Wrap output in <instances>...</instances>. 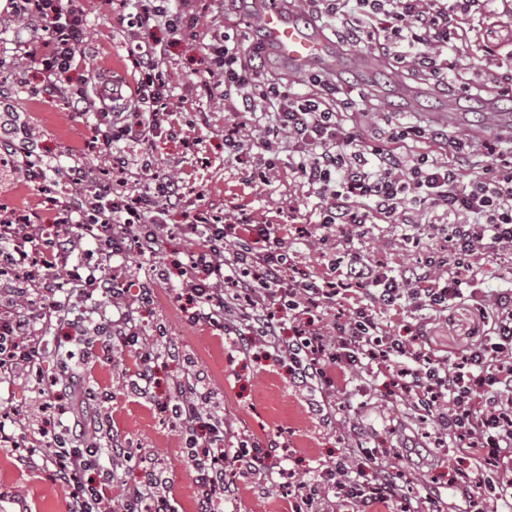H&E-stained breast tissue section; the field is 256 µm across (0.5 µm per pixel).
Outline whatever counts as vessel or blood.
Here are the masks:
<instances>
[{"mask_svg":"<svg viewBox=\"0 0 512 512\" xmlns=\"http://www.w3.org/2000/svg\"><path fill=\"white\" fill-rule=\"evenodd\" d=\"M264 35V47L295 71H334L340 62L341 49L314 24H300L287 13L281 0H264L257 16Z\"/></svg>","mask_w":512,"mask_h":512,"instance_id":"obj_1","label":"vessel or blood"}]
</instances>
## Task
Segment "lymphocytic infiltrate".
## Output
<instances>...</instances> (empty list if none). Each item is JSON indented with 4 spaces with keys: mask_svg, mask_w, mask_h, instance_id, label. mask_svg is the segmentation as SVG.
Here are the masks:
<instances>
[{
    "mask_svg": "<svg viewBox=\"0 0 512 512\" xmlns=\"http://www.w3.org/2000/svg\"><path fill=\"white\" fill-rule=\"evenodd\" d=\"M303 2L308 12L338 22L343 40L363 44L395 66L438 82L440 90L459 99L478 102L488 95L512 99V71L500 73L487 88L447 80L457 66L448 51L462 43L465 26L481 0ZM168 4L169 0H143L130 33V55L139 71L140 119L129 125L105 116L99 120L94 140L98 154L121 172L131 165L145 169L152 165L148 153L137 154L133 148L144 143L165 118L157 105L168 96L162 79L168 57L153 32L163 29L173 34L183 24L182 13L170 11ZM7 7L15 16L38 17L53 46L43 80L47 89L61 91L62 74L83 54L87 17L83 0H7ZM207 50L213 68L224 78L225 107L249 115L261 113L275 135L286 140L284 161L275 140L257 145L252 178H265L280 163H287L307 195L320 199V224L354 229L376 221L400 224L408 229L404 243L415 248L421 240L411 229L428 220L447 236L452 259L439 268L430 254L420 265L394 274L352 255L339 275L364 288V300L354 303L335 282L311 274L281 253L267 226L242 208L231 248L225 243L224 228L194 217L185 231L193 236L197 250L186 262L161 269L162 281L180 277L179 296L192 309L195 321L224 330L234 321L245 325V332L235 340L238 350H247L255 334L280 346L296 383L319 376L325 385H333L326 368L336 363L374 377L396 375L420 415L436 419L439 428L458 442L457 452L467 466L451 474L450 484L489 488L499 501L512 496V481L494 483L485 470L490 462L504 471L512 469V289L489 295L478 287L486 246L512 251V145L486 142L477 149L468 139L457 137L448 140L449 159L441 162L428 149L437 133L420 125L399 123L385 136L367 139L346 125L334 104L337 87L322 74L308 73L311 90L300 95L246 64L237 35L214 31ZM476 150L483 162L473 166L469 181H461L457 165ZM91 180L85 168H70L68 193L48 200L68 235L56 253L44 251L40 226L18 216L0 221V256H10L17 267L40 263L53 275L68 267L74 247L86 240L93 243L106 275L91 292L75 285L78 297L90 300L99 291L115 298L132 294L141 302H151L153 288H132L110 266L114 257L129 250L144 257L160 253L166 218L182 199L179 186L162 178L155 186L135 189L119 179L112 187L92 192ZM463 299L490 318L491 334L457 358L436 355L423 336L391 335L380 319L381 313L402 305L440 311ZM333 307L338 314L328 334L318 322L323 310ZM65 316L58 300L37 317L0 311V341L13 338L14 365L27 374L37 373L45 346L31 338V325L37 318L48 322ZM109 326L112 343L140 355L142 367L128 381L127 390L148 392L157 364L172 358L171 346L160 337L146 342L141 326L126 312ZM158 405L184 437L202 512H222L225 499L234 496L236 487L228 481V473L269 472V449L225 448L224 412L212 405L211 389L200 374L186 371ZM55 408L54 400L46 399L40 419L25 435L17 432L9 412L0 413V446L25 459L46 460L51 481L69 490V512H178L165 480L148 460H141L140 480L134 487L116 489L114 480L105 476L102 450L127 461L134 453L114 434L107 446H100L102 418L81 425L73 435L55 420ZM315 473V478L296 480L291 471L279 469V477L293 481L291 512H320L324 485L358 502L359 512L397 502L403 505L401 512H426L413 505L392 463L377 465L367 484L356 482L341 460L319 464Z\"/></svg>",
    "mask_w": 512,
    "mask_h": 512,
    "instance_id": "1",
    "label": "lymphocytic infiltrate"
}]
</instances>
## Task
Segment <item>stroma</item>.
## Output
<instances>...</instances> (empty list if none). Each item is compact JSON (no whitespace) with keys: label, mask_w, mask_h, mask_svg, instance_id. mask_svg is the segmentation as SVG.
I'll return each mask as SVG.
<instances>
[{"label":"stroma","mask_w":512,"mask_h":512,"mask_svg":"<svg viewBox=\"0 0 512 512\" xmlns=\"http://www.w3.org/2000/svg\"><path fill=\"white\" fill-rule=\"evenodd\" d=\"M175 9L195 17L183 33L164 35L169 64L163 70L175 110L168 122L157 128L146 144L158 170L176 174L185 189L184 207L170 217L175 229L153 258L130 253L124 258L127 275L137 284L152 285L155 299L132 304L130 310L144 335L156 326L168 329L169 341L180 358L159 364L150 394L127 393L125 383L139 368L134 351L111 345L99 326L112 317V302L102 297L86 302L71 297L69 309L74 324L49 325L36 321L31 329L36 340L47 341L41 358L43 381L60 383L65 356L85 357L84 377L95 389L111 393L106 412L112 430L132 447L151 458L162 470L181 512H198L195 474L187 463L177 432L156 408V400L173 380L182 378L187 364L205 374L213 400L224 409V445L237 447L244 441L273 446L271 467L308 471L314 461H332L348 456L354 470L371 478L375 462L392 460L415 500L434 498L442 512H463L465 496L479 497L481 488L460 493L448 484V475L458 464L453 439L437 437L434 424L421 421L408 396L392 392L385 379H372L363 371L346 372L335 390H325L320 381L296 386L284 355L254 337L248 352L236 351L228 336L207 325H195L183 333L184 309L175 289L158 281L157 272L172 260H184L190 237L181 230L187 216L216 213L233 220L238 208L253 211L257 221L270 225L280 238L283 251L299 265L318 274L330 273L337 259L359 253L366 260L398 270L415 265L425 251L435 253L449 246L432 225H417L415 232L423 250L403 246L404 226L368 224L362 235L352 236L347 226L321 228L317 200L306 197L287 167L270 175L267 183L249 180L248 168L230 157L224 147V129L240 117L225 111L224 99L210 76L211 61L206 46L214 30L236 23L241 32H251L261 8L259 0H175ZM85 56L65 73V85L95 96L98 85L115 79L136 88L138 74L127 53V22L136 8L134 0H86ZM512 38V17L494 4L469 24L468 39L460 69L463 79L489 83L505 71L507 59L481 56L483 38ZM36 17L0 19V117L23 123L34 134V144L50 164L46 174L32 176L11 150H0V203L15 213L34 215L36 223L51 226L57 214L46 203L57 188L58 170L80 164L94 170L102 183L112 181L111 167L92 152L95 132L89 117L76 112L70 97L43 91L38 60L28 57L29 46L41 45ZM347 81L339 99L346 104L348 125L365 137L383 135L400 119L394 95L369 93L351 67L341 72ZM394 335L407 338L425 330L427 343L437 354L456 357L484 338L488 324L470 302H458L434 312L408 307L383 313ZM42 400L38 384L21 369L0 375V403L26 422ZM324 402L323 414H313L309 405ZM361 431L359 440L346 439L351 426ZM291 495L288 486H274L271 478L259 476L239 483L236 497L225 501L224 512H285ZM68 490L48 480L42 459L23 463L11 449L0 448V506L6 512H67Z\"/></svg>","instance_id":"stroma-1"}]
</instances>
